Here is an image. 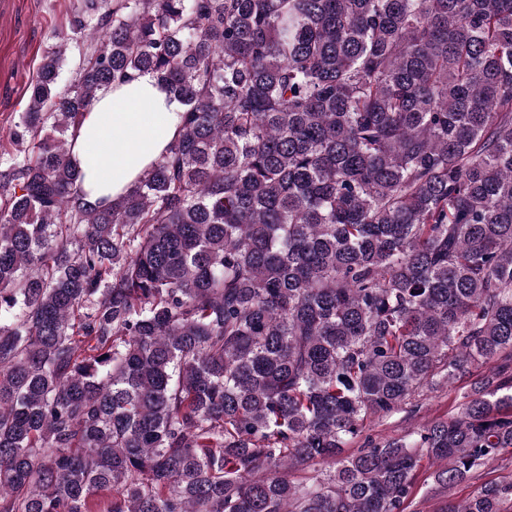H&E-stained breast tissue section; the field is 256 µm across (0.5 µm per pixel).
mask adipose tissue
Listing matches in <instances>:
<instances>
[{"label": "adipose tissue", "instance_id": "ef3b65f1", "mask_svg": "<svg viewBox=\"0 0 512 512\" xmlns=\"http://www.w3.org/2000/svg\"><path fill=\"white\" fill-rule=\"evenodd\" d=\"M182 104L151 74L99 94L72 142L76 184L100 207L125 194L177 135Z\"/></svg>", "mask_w": 512, "mask_h": 512}]
</instances>
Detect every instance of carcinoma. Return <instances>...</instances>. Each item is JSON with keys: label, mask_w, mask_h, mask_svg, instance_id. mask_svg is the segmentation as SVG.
<instances>
[{"label": "carcinoma", "mask_w": 512, "mask_h": 512, "mask_svg": "<svg viewBox=\"0 0 512 512\" xmlns=\"http://www.w3.org/2000/svg\"><path fill=\"white\" fill-rule=\"evenodd\" d=\"M53 38L0 135V512H406L512 448V0H75ZM139 73L181 129L93 207L72 132ZM490 369V364L479 366L470 376L428 391L421 398L417 412L411 417L402 412L368 421L364 436L397 437L404 435L414 426L448 418V415L456 411L461 394L469 391L474 382H478Z\"/></svg>", "instance_id": "carcinoma-1"}]
</instances>
